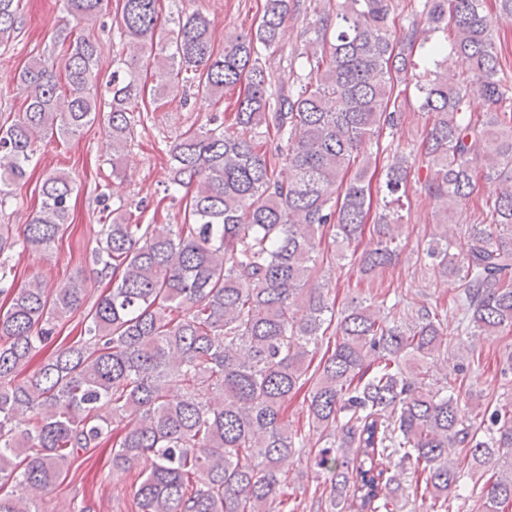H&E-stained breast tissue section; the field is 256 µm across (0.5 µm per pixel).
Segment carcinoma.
Returning <instances> with one entry per match:
<instances>
[{
	"label": "carcinoma",
	"mask_w": 512,
	"mask_h": 512,
	"mask_svg": "<svg viewBox=\"0 0 512 512\" xmlns=\"http://www.w3.org/2000/svg\"><path fill=\"white\" fill-rule=\"evenodd\" d=\"M264 0L254 30L214 49L209 19L177 15L153 60L155 92L176 84L211 97L244 85L232 128L182 134L170 150L171 183L187 189L184 222L139 224L128 204L104 205L107 222L91 253L97 297L78 277L48 289L11 279L12 252H50L66 230L73 180L42 182L41 206L22 238L0 224V512H45L47 494L74 463L112 451V474L140 468L135 512H300L284 464L302 459L312 436L330 442L316 457L329 475L328 512H391L405 471L424 475L430 508L449 512L464 474L486 478L481 512L512 509V393L460 413L461 391L437 369L453 351L461 373L476 371L477 342L512 329V105L496 79L500 62L485 0H424L431 32L450 33V52L417 85L433 115L422 148L397 146L386 169L385 205L407 196L412 168L426 171L425 196L439 224L423 249L430 266L459 282L457 326L427 300L401 308L353 300L341 311L324 294L323 264L348 261L363 277L390 266L403 225L379 214L360 254L322 249L362 236L371 205V155L362 148L402 124L394 78L405 72L403 37L389 0ZM20 0H0V44L20 29ZM77 22L97 18L101 0H64ZM160 0H122L120 36L153 38ZM310 14L303 52L309 71H273L262 52L279 48L288 18ZM53 51L64 82L36 58L20 81L25 111L0 124V206L27 179L36 142L73 136L103 116L112 176L148 121L137 60L112 71L98 97L102 54L91 34L60 30ZM470 70L448 79L453 57ZM473 93L490 105L468 111ZM289 169L276 172L265 147ZM498 183L477 224L448 230V217L479 179ZM79 317L80 333L56 328ZM178 382L182 392L169 394ZM304 393L309 437L288 420V397ZM343 448L341 455L330 448ZM464 455L462 472L455 453ZM394 474H389L390 469Z\"/></svg>",
	"instance_id": "obj_1"
}]
</instances>
